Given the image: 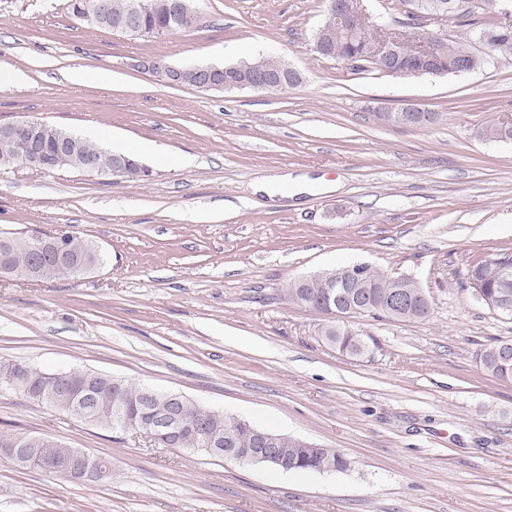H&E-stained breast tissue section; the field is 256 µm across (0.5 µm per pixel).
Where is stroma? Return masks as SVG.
I'll return each instance as SVG.
<instances>
[{
    "instance_id": "obj_1",
    "label": "stroma",
    "mask_w": 512,
    "mask_h": 512,
    "mask_svg": "<svg viewBox=\"0 0 512 512\" xmlns=\"http://www.w3.org/2000/svg\"><path fill=\"white\" fill-rule=\"evenodd\" d=\"M69 0H0V124L36 119L152 171L0 174V230L69 231L99 270L0 281V361L88 370L172 392L340 449L344 471L287 472L93 426L0 388V428L112 461L75 485L0 460V512H512V381L476 353L512 340L477 302L472 265L512 252V59L457 76L350 73L321 56L323 0H196L195 28L134 37L75 18ZM263 55L301 75L281 92L204 91L138 69ZM87 71L84 82L69 79ZM108 71L104 84L96 74ZM415 104L434 122L397 126ZM368 264L412 279L423 321L360 316L368 354L331 345L289 281Z\"/></svg>"
}]
</instances>
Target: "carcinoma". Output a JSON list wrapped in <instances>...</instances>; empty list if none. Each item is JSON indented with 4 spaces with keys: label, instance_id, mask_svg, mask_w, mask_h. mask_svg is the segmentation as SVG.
Segmentation results:
<instances>
[{
    "label": "carcinoma",
    "instance_id": "1",
    "mask_svg": "<svg viewBox=\"0 0 512 512\" xmlns=\"http://www.w3.org/2000/svg\"><path fill=\"white\" fill-rule=\"evenodd\" d=\"M148 7L133 23L143 30L145 36H162L178 33L193 27L192 13L186 12L175 16L168 4L172 0H147ZM128 0H110V16L101 27L113 31L120 30L126 22ZM401 12L415 8L424 14L425 34L431 38L434 46L435 63L432 68L420 71L412 62L411 54L401 51V63L392 75L405 78H418L424 75L454 74L459 65L467 66L468 71L486 70L503 58L512 57V0H399ZM456 22L469 28L466 37L451 38L444 32L443 26ZM375 33V24H370L361 34L352 36L345 32L338 17L329 12L324 24L315 32L327 42V49L322 56L346 62L358 61L352 66L356 73L381 71L379 64L368 59L367 46ZM249 63L256 64L267 73L288 71V63L275 59L255 58ZM478 136L492 141L512 140V125L491 123L482 127ZM78 154L63 164L65 170H82L84 159L94 158L102 167L110 165L112 156L87 139H80ZM43 237L42 233L26 234L24 232H0V246L7 249L11 268L25 271L37 268L42 280H56L76 276L75 270L86 263L98 266L104 264L103 254L97 250L92 240L77 236L68 231L56 233L68 249L67 260L59 262L48 250L38 254L35 243ZM362 287L336 289V306L356 302L357 294H366L371 299V308L367 314L398 321H422L430 317L431 312L419 305L416 297V284L409 278H390L373 268L362 264ZM344 268L315 275L312 284L305 285L303 279L291 281L287 288L288 302L323 316L325 325L323 335L336 347L351 356L358 357L367 353L369 343L359 334L348 330L339 320L331 315L325 287L339 277ZM467 279L481 287L482 294L495 302L506 300L512 303V253H502L498 257L479 263L467 270ZM404 289L408 291L407 307L395 316L387 311L383 304L384 297L391 291ZM501 343L488 345L476 354L482 368L502 380H511L512 371H507L501 364ZM23 382L10 390L24 397L31 398L56 408L70 416L75 411V391L84 382V374L74 373L67 380L48 379L44 371L25 366ZM97 388L96 410L87 423L108 428H116L114 404L123 406V418L128 424L140 428L149 423V409L142 401L143 388L132 385L125 380L110 375L99 374L95 383ZM180 417L187 432L202 430L207 437L223 445L228 436H233L235 452L239 456L254 447L252 430L255 426L245 420L226 416L215 411H206L188 401L180 407ZM0 446L11 448H32L39 458L56 460L68 453L67 445L57 439L41 434L27 432L0 431ZM282 464L280 469L311 470L319 472L342 471L349 467V459L335 448H312L307 443L295 438L281 444L279 449Z\"/></svg>",
    "mask_w": 512,
    "mask_h": 512
}]
</instances>
